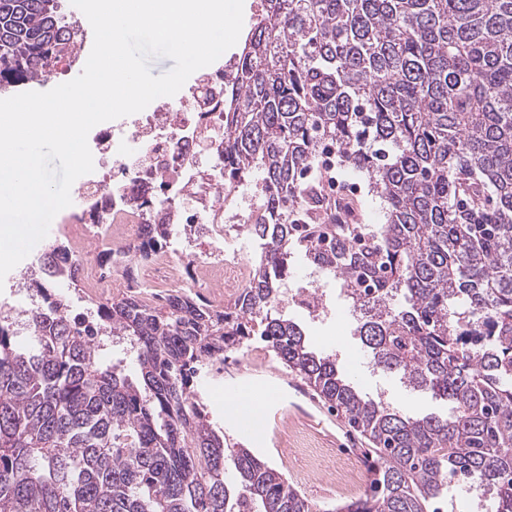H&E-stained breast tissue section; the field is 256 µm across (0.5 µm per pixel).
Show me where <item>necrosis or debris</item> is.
I'll return each mask as SVG.
<instances>
[{"label": "necrosis or debris", "instance_id": "4bbe7bcc", "mask_svg": "<svg viewBox=\"0 0 512 512\" xmlns=\"http://www.w3.org/2000/svg\"><path fill=\"white\" fill-rule=\"evenodd\" d=\"M236 77V61H227L200 72L175 99L152 102L89 135L94 170L80 178L77 194L85 207L67 215L65 237L84 296L135 289L148 296L189 284L220 307L243 295L252 271L238 230L254 222V201L236 188L221 199L214 195L224 184V92ZM96 211L111 218L105 231L115 252L140 241L157 213L197 231L137 265L133 275L117 269L108 274L98 253L85 248L88 215Z\"/></svg>", "mask_w": 512, "mask_h": 512}]
</instances>
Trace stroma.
Listing matches in <instances>:
<instances>
[{
    "label": "stroma",
    "instance_id": "1",
    "mask_svg": "<svg viewBox=\"0 0 512 512\" xmlns=\"http://www.w3.org/2000/svg\"><path fill=\"white\" fill-rule=\"evenodd\" d=\"M321 178L329 180L335 196L353 201L355 221L385 223L384 202L372 191L366 173L350 166L330 169L318 163L308 179L314 182ZM316 293L325 301L327 315L313 317L307 308L295 304L283 310L284 315L303 325L314 350L336 353L345 373L364 393L382 395L386 401L415 412L449 413L448 403L409 390L370 364L352 367L351 356L362 345L355 333L356 320L340 295L337 280L321 278ZM253 364L262 368L263 374L244 382L243 390L255 384L270 388L278 408L277 415L263 412L258 416L252 432L253 450L305 496L312 512H327L335 505L363 497L369 485V441L336 411L319 402L310 387L290 375L263 344H256ZM303 439L328 451L318 472H311L309 461L295 451Z\"/></svg>",
    "mask_w": 512,
    "mask_h": 512
}]
</instances>
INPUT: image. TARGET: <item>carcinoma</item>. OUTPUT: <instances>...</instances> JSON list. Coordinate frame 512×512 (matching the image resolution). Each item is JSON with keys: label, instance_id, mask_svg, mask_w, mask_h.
Listing matches in <instances>:
<instances>
[{"label": "carcinoma", "instance_id": "cac0c4a2", "mask_svg": "<svg viewBox=\"0 0 512 512\" xmlns=\"http://www.w3.org/2000/svg\"><path fill=\"white\" fill-rule=\"evenodd\" d=\"M227 90L224 169L260 174L256 243L238 303L180 291L71 309L53 242L19 347L0 316V512H311L248 448L227 455L198 396L206 362L258 338L376 454L370 489L334 512H441L469 483L512 512V0H261ZM57 0H0V88L73 46ZM365 172L385 224H310L320 146ZM148 224L128 264L182 233ZM338 279L373 366L452 404L412 413L357 390L276 310L288 259ZM123 340L132 381L101 361Z\"/></svg>", "mask_w": 512, "mask_h": 512}]
</instances>
